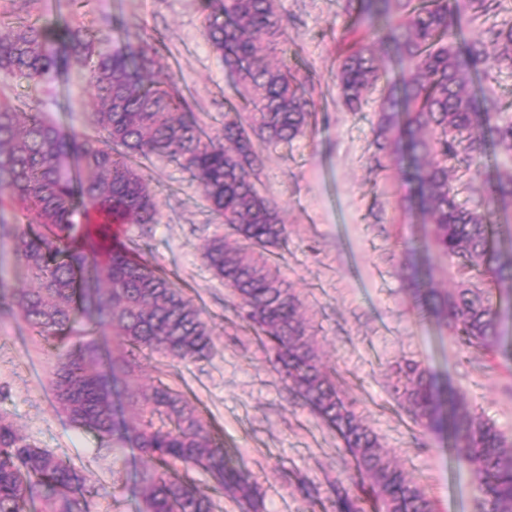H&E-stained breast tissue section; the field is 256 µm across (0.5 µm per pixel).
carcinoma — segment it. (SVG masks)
I'll use <instances>...</instances> for the list:
<instances>
[{
    "label": "carcinoma",
    "instance_id": "1",
    "mask_svg": "<svg viewBox=\"0 0 512 512\" xmlns=\"http://www.w3.org/2000/svg\"><path fill=\"white\" fill-rule=\"evenodd\" d=\"M512 0H344L348 32L376 37L402 69L382 89L375 160L388 157L414 184L410 207L431 226L437 256L450 261L459 285L421 288L408 260L407 275L423 315L441 322L454 341L512 361L493 289L512 294V225L507 246L492 243L491 224L512 207V166L483 189L464 179L479 165L488 136L512 157V115L486 96L480 75L495 63L512 69V23L497 22ZM278 0H204L206 38L235 75L247 113L223 114L220 134L207 133L178 89L155 78L159 49L129 28L123 45L67 18L7 23L0 34V73L32 81L62 79L74 62L89 63L90 127L66 131L39 110L0 102V212L24 224L14 251L28 288L0 281V307L17 310L31 332L58 349L52 378L60 410L101 439L118 437L151 465L137 473L143 512H213L214 502L175 469L206 472L215 490L253 510L258 492L251 472L234 462L185 396L163 382L126 396L134 420L119 418L114 395L134 379L144 350L180 360L205 359L211 330L203 311L144 248L121 235L125 225L156 223L155 194L141 172L163 158L197 182L208 212L235 239L208 240L201 257L231 289L238 317L274 355L281 381L333 427L355 462L368 499L333 491V512H435L420 486L364 423L343 381L321 359L304 303L274 262L288 243L275 203L251 181L258 156L252 137L289 143L315 125L307 79L286 61L288 31ZM480 29L465 37L466 27ZM383 76L373 45L360 44L337 64L345 103L357 108ZM480 192L486 206L469 205ZM105 336L72 342L78 322ZM392 390L425 432L447 433L455 457L477 481L474 512H512V441L476 415L465 396L438 384L420 363L403 359ZM101 495L80 470L23 436L0 416V512H91Z\"/></svg>",
    "mask_w": 512,
    "mask_h": 512
}]
</instances>
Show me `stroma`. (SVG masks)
Returning a JSON list of instances; mask_svg holds the SVG:
<instances>
[{"instance_id":"35a3bbf8","label":"stroma","mask_w":512,"mask_h":512,"mask_svg":"<svg viewBox=\"0 0 512 512\" xmlns=\"http://www.w3.org/2000/svg\"><path fill=\"white\" fill-rule=\"evenodd\" d=\"M288 28V55L313 76L310 91L316 125L291 143H256L262 164L257 189L274 200L288 226L279 263L316 327L324 363L336 368L365 423L407 474L431 498L437 512H473L476 479L448 451L441 435L421 434L392 396V368L410 357L440 382L462 391L476 412L512 436V369L501 358L467 351L445 326L423 317L400 272V245L429 244V227L409 210L413 185L394 165L378 167L374 129L379 92L357 110L344 105L336 64L348 16L342 0H279ZM34 15L79 17L87 26L112 30V50L125 25L163 44L158 79L173 83L202 121L239 106L234 78L205 37L201 0H35ZM88 70L72 65L66 84L35 83L0 75V98L35 105L61 127L84 128L89 108ZM143 170L158 214L129 234L204 311L212 329L208 358L179 361L153 354L137 383L156 381L182 392L206 427L223 437L263 496L261 512H319L299 481L330 496L335 484L362 495L352 458L341 439L290 393L272 358L244 329L223 282L208 271L201 249L224 234L210 216L199 186L175 165L154 158ZM22 229L13 211L0 213V278L25 286L14 240ZM56 350L33 336L18 312L0 315V415L40 447L65 457L107 496L91 512H142L133 484L146 458L117 441L76 428L58 410L51 386Z\"/></svg>"}]
</instances>
